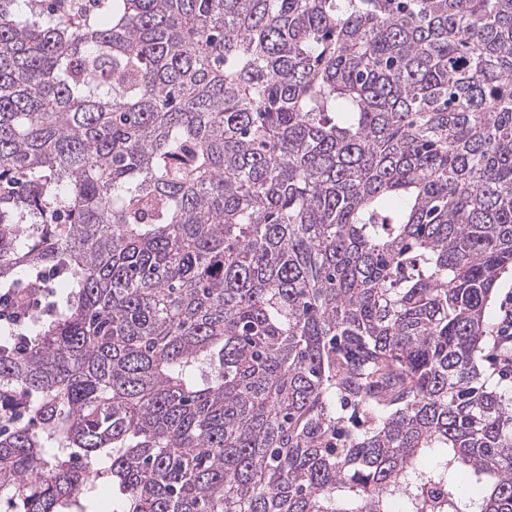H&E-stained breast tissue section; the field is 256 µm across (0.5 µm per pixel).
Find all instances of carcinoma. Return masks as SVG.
Returning a JSON list of instances; mask_svg holds the SVG:
<instances>
[{
  "label": "carcinoma",
  "mask_w": 512,
  "mask_h": 512,
  "mask_svg": "<svg viewBox=\"0 0 512 512\" xmlns=\"http://www.w3.org/2000/svg\"><path fill=\"white\" fill-rule=\"evenodd\" d=\"M512 0H0L13 512H512ZM510 287H512V270L509 269L501 274L487 308L485 322L487 340L481 360V365L487 376L493 381H502L509 385L512 384V379L500 376H507L508 370L512 372V291L507 292L512 289ZM505 292L507 293L505 294ZM504 294L505 297L503 298ZM498 310L499 315L496 322ZM490 333H492L493 344ZM491 346L492 353L490 354ZM489 359L493 368L498 369L500 376L494 373Z\"/></svg>",
  "instance_id": "cac0c4a2"
}]
</instances>
